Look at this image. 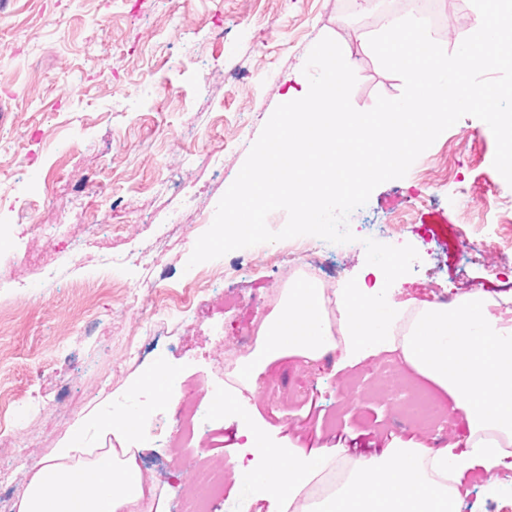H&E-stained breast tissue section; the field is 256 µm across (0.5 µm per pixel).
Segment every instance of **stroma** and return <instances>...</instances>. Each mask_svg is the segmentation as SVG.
Listing matches in <instances>:
<instances>
[{"label":"stroma","mask_w":512,"mask_h":512,"mask_svg":"<svg viewBox=\"0 0 512 512\" xmlns=\"http://www.w3.org/2000/svg\"><path fill=\"white\" fill-rule=\"evenodd\" d=\"M433 2L429 34L456 51L476 10L470 0ZM389 13L410 16L411 0H8L0 9V278L11 286L0 302L1 498L18 505L77 422L158 403L170 414L146 432L140 469L167 512L190 491L193 449L226 467L250 447L236 410L188 442L171 411L223 401L224 356L264 320L282 276L266 261L283 244L224 255L219 265L235 275L197 289L209 265L187 261L274 109L307 85L303 67L320 39L336 40L354 70L355 109L401 95V77L369 46ZM495 151L489 126L465 116L405 177L372 192L364 219L399 225L392 245L420 255L390 302L472 288L512 296V186ZM92 171L101 189L81 192ZM460 183L467 194L456 193ZM34 224L57 230L39 236ZM479 224L490 244L481 252L471 247ZM361 239L326 255L340 285L374 281ZM401 356L383 350L344 368L333 355L277 359L247 401L253 422L270 447L342 446L352 457L401 441L466 442L461 414L422 428L402 416L403 393L380 387L394 357L431 390ZM155 369L173 382L149 397L134 384ZM496 483L512 485V470L464 477L469 512H512V497L488 496Z\"/></svg>","instance_id":"1"}]
</instances>
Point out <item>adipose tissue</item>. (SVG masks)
Masks as SVG:
<instances>
[{
	"mask_svg": "<svg viewBox=\"0 0 512 512\" xmlns=\"http://www.w3.org/2000/svg\"><path fill=\"white\" fill-rule=\"evenodd\" d=\"M335 341L320 310L317 288L289 289L264 335L266 344L243 366V379L255 383L273 361L284 356L319 358L341 350L349 362L373 350L401 345L405 361L449 394L464 416L467 447L394 446L357 457L339 490L319 512H455L448 504L449 483L474 469L503 465V440L512 441V318L492 312L494 299L475 292L456 304L420 307L403 340L393 330L405 310L386 305L377 290L344 288ZM124 434L127 448L94 454L75 436L65 439L53 459L33 474L19 512H133L145 496L137 478V449L143 443L130 417L109 422ZM340 449L313 454L302 448H272L256 441L254 459L235 460L236 482L253 487L255 498L272 512H289L308 486L332 468Z\"/></svg>",
	"mask_w": 512,
	"mask_h": 512,
	"instance_id": "obj_1",
	"label": "adipose tissue"
}]
</instances>
